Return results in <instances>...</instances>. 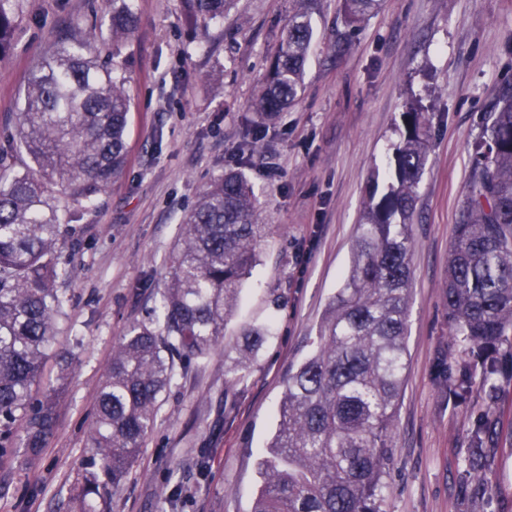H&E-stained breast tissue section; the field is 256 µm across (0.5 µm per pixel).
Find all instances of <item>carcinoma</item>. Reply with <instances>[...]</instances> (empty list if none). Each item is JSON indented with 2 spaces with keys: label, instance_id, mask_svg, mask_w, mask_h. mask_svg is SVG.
<instances>
[{
  "label": "carcinoma",
  "instance_id": "cac0c4a2",
  "mask_svg": "<svg viewBox=\"0 0 512 512\" xmlns=\"http://www.w3.org/2000/svg\"><path fill=\"white\" fill-rule=\"evenodd\" d=\"M184 2L189 21L204 28L232 4ZM295 2L281 50L251 104L261 114L282 111L303 89L319 0ZM378 2L343 0L344 13L360 23ZM18 13L19 0H0V57L11 49ZM136 22L132 0H112L101 36L115 47ZM93 50L89 37L57 40L28 72L19 139L0 145V453L34 454L54 430L72 359L60 357L56 384L41 396L32 388L66 315L57 284L68 274L62 248L77 233L72 211L87 208L127 162L128 80L112 56L101 60ZM402 118L387 191L377 194L373 175L342 287L310 354L288 375L276 434L259 461L262 485L252 512H381L408 368L412 221L431 140L421 108ZM16 147L33 167H17ZM181 224L160 313L126 330L106 369L90 434L97 461L74 487L75 512H100L128 479L176 368L213 355L269 232L256 223L251 189L238 173L211 182ZM446 305L451 339L438 352L434 381L455 402L482 398L464 470L491 492L501 392L512 383V85L498 92L473 145L472 178L448 255ZM245 336L243 353L225 369L236 383L270 331L252 327Z\"/></svg>",
  "mask_w": 512,
  "mask_h": 512
}]
</instances>
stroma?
Returning a JSON list of instances; mask_svg holds the SVG:
<instances>
[{
  "label": "stroma",
  "instance_id": "1",
  "mask_svg": "<svg viewBox=\"0 0 512 512\" xmlns=\"http://www.w3.org/2000/svg\"><path fill=\"white\" fill-rule=\"evenodd\" d=\"M291 0H235L222 22L192 28L183 0H135L137 28L117 60L132 97L128 162L81 211L63 330L44 362L73 351L57 422L44 448L0 457V512H71L90 468L89 434L106 366L133 322L155 307L181 218L211 180L241 173L258 223L260 262L214 355L178 371L112 512H251L258 461L276 432L289 373L342 285L372 169L386 170L401 114H428L429 161L413 221L407 378L399 401L383 512H512V429L492 457L496 489L464 472L467 433L483 402L449 401L434 382L447 346L445 284L475 138L512 83V0H379L350 25L342 0H322L304 90L267 118L251 108L288 23ZM104 0H20L13 49L0 58V143L14 141L25 77L63 33L86 34ZM271 336L243 383L227 382L244 332Z\"/></svg>",
  "mask_w": 512,
  "mask_h": 512
}]
</instances>
